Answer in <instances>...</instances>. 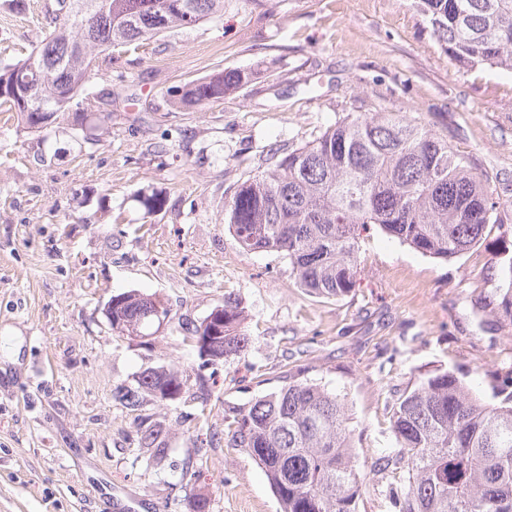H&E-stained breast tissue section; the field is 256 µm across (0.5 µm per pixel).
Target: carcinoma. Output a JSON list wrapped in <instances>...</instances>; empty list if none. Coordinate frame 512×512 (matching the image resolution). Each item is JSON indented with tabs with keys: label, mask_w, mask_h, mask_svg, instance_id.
I'll list each match as a JSON object with an SVG mask.
<instances>
[{
	"label": "carcinoma",
	"mask_w": 512,
	"mask_h": 512,
	"mask_svg": "<svg viewBox=\"0 0 512 512\" xmlns=\"http://www.w3.org/2000/svg\"><path fill=\"white\" fill-rule=\"evenodd\" d=\"M96 25L63 22L26 58L0 68V106L40 131L69 108L92 78L91 65L111 48L140 44L174 28L196 26L224 13V0H99ZM448 57L470 67L512 70V0H410ZM43 64L50 77L25 94L15 80ZM241 72L217 74L186 91L198 105L224 98L245 83ZM500 202L487 180L448 141L396 112L348 116L283 155L274 167L242 181L224 203V223L249 251L288 258L295 283L325 298L356 285L358 241L375 225L424 256L456 258L499 223ZM498 316L512 322V262ZM163 300L135 290L119 294L112 310L117 336H152L150 303ZM244 307L224 298L196 338L205 362L244 354ZM181 376L163 367L144 371L137 390L167 400ZM501 400L473 398L450 371L427 377L394 400L393 448L373 462L380 476L372 494L382 512H512V371L496 385ZM232 447L257 462L280 512H359L367 490L355 464L344 399L291 377L279 391L224 410Z\"/></svg>",
	"instance_id": "obj_1"
}]
</instances>
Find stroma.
Wrapping results in <instances>:
<instances>
[{"mask_svg":"<svg viewBox=\"0 0 512 512\" xmlns=\"http://www.w3.org/2000/svg\"><path fill=\"white\" fill-rule=\"evenodd\" d=\"M61 0H0V67L64 17ZM241 70L224 99L193 84ZM85 98L47 129L0 109V512H279L258 465L230 447L225 407L290 374L344 397L357 466L392 444L394 391L452 370L483 403L512 370V323L496 316L512 260V73L455 64L407 0H224V14L99 56ZM400 112L487 174L500 222L440 261L379 229L361 243L354 290L298 288L286 257L243 249L224 201L278 155L350 113ZM163 205L146 212L142 199ZM137 290L171 310L147 338L104 314ZM249 312L247 353L202 366L190 334L224 301ZM186 381L177 401L130 406L150 368ZM159 431L149 458L143 431Z\"/></svg>","mask_w":512,"mask_h":512,"instance_id":"1","label":"stroma"}]
</instances>
